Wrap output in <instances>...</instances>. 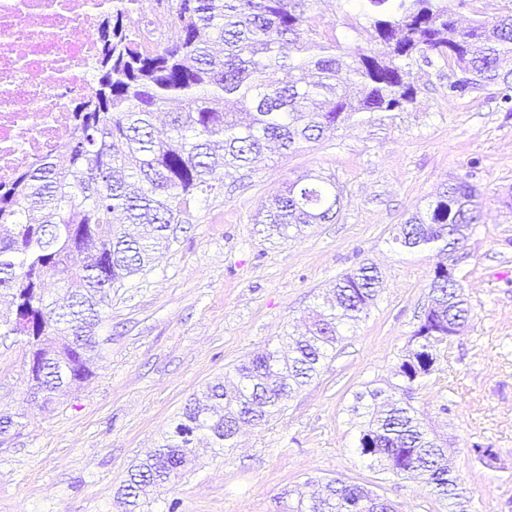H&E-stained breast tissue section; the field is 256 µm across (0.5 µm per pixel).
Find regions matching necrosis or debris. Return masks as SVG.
Instances as JSON below:
<instances>
[{
    "mask_svg": "<svg viewBox=\"0 0 512 512\" xmlns=\"http://www.w3.org/2000/svg\"><path fill=\"white\" fill-rule=\"evenodd\" d=\"M112 0H0V184L71 135L70 95L90 83Z\"/></svg>",
    "mask_w": 512,
    "mask_h": 512,
    "instance_id": "1",
    "label": "necrosis or debris"
}]
</instances>
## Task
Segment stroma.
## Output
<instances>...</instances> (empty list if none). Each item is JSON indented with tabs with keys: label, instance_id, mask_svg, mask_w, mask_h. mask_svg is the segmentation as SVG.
Masks as SVG:
<instances>
[{
	"label": "stroma",
	"instance_id": "35a3bbf8",
	"mask_svg": "<svg viewBox=\"0 0 512 512\" xmlns=\"http://www.w3.org/2000/svg\"><path fill=\"white\" fill-rule=\"evenodd\" d=\"M461 24L512 14V0H447ZM342 48L363 47L354 0H320ZM418 93L402 112H374L295 152L270 154L244 177L216 174L168 250L115 284L96 328L94 375L45 410L30 403L23 346L0 339V414L19 416L0 444V512H116L128 472L162 443L185 403L255 351L304 328L337 277L375 264L382 287L321 374L265 424L240 430L235 448L201 453L174 484L155 489L152 512H282L308 479L365 485L397 512H448L447 501L395 477L355 447L356 393L394 382L427 304L437 257L403 250L395 227L459 178L481 193V218L459 260L472 310L439 345L413 404L448 449L469 512H512V112L496 86L448 96V72L418 66ZM333 176L342 194L334 223L291 239L255 216L286 183ZM491 445L495 467L469 452Z\"/></svg>",
	"mask_w": 512,
	"mask_h": 512
}]
</instances>
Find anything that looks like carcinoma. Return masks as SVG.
<instances>
[{
  "label": "carcinoma",
  "instance_id": "carcinoma-1",
  "mask_svg": "<svg viewBox=\"0 0 512 512\" xmlns=\"http://www.w3.org/2000/svg\"><path fill=\"white\" fill-rule=\"evenodd\" d=\"M139 0H112L97 32L95 81L77 99L68 150L17 171L0 187V292L11 297L0 314V338L21 337L34 361L29 389L56 392L93 376L99 346L94 328L112 303V287L143 270L184 224L196 200L216 189L218 168H252L273 145L288 153L362 112H400L413 103V66L448 65L450 98L479 86L502 85L512 102V15L459 28L445 0H357L370 20L371 48L341 51L336 35L317 29L319 0H155L149 19L134 18ZM177 30L170 40L166 32ZM288 71V82L273 79ZM168 136H154L155 123ZM480 193L466 179L446 186L400 225L402 249L448 254V225L471 233ZM336 181L305 175L263 206L256 223L282 238L336 219ZM54 279L70 290L65 305L45 298ZM376 267L361 264L338 279L328 312L291 338L288 358L276 348L235 366L237 383L219 381L192 398L173 425L170 442L132 466L126 495L139 512V485L170 483L195 449L230 448L240 426H260L316 378L344 328L378 295ZM430 303L420 316L398 382L356 394L366 420L357 448L396 477L411 474L448 506L457 507L458 476L412 405L434 367L427 351L450 340L448 327L469 320L459 276L434 270ZM294 512H396L374 491L342 479L320 493H298Z\"/></svg>",
  "mask_w": 512,
  "mask_h": 512
}]
</instances>
